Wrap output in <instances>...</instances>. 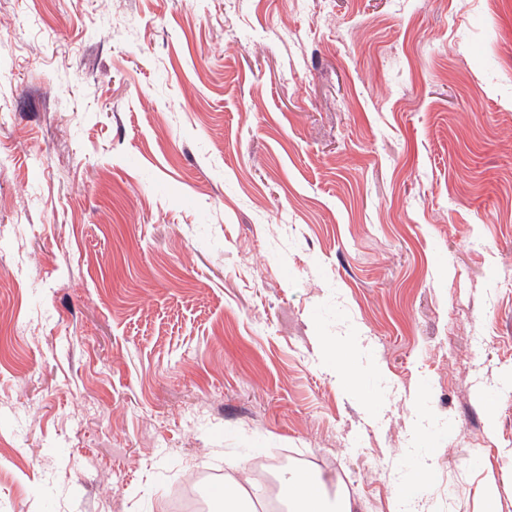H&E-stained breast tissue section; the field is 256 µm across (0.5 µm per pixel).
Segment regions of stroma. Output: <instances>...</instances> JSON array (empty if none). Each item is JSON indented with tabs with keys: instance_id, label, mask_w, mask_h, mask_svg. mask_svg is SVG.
I'll return each mask as SVG.
<instances>
[{
	"instance_id": "1",
	"label": "stroma",
	"mask_w": 512,
	"mask_h": 512,
	"mask_svg": "<svg viewBox=\"0 0 512 512\" xmlns=\"http://www.w3.org/2000/svg\"><path fill=\"white\" fill-rule=\"evenodd\" d=\"M1 333L0 512H512V0H0ZM283 494L288 498L289 512H356L358 506L348 498L338 502L329 501L316 480L311 487L307 476L298 470H289L281 477ZM224 488L223 493L220 498V512H245L251 511L246 507L245 501V490L242 486L238 485L235 487L232 486H223L222 484H218L214 486L213 491H220ZM164 511L167 512H204L206 511L203 501L191 494L175 495L164 502Z\"/></svg>"
}]
</instances>
